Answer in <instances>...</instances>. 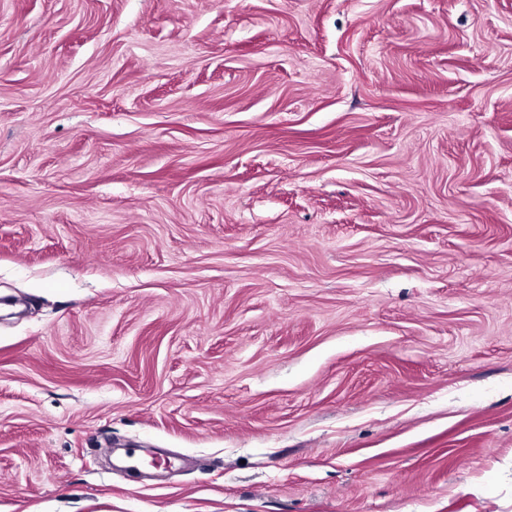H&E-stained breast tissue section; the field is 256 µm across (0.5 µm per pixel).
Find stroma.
<instances>
[{"mask_svg":"<svg viewBox=\"0 0 512 512\" xmlns=\"http://www.w3.org/2000/svg\"><path fill=\"white\" fill-rule=\"evenodd\" d=\"M0 512H512V0H0Z\"/></svg>","mask_w":512,"mask_h":512,"instance_id":"1","label":"stroma"}]
</instances>
